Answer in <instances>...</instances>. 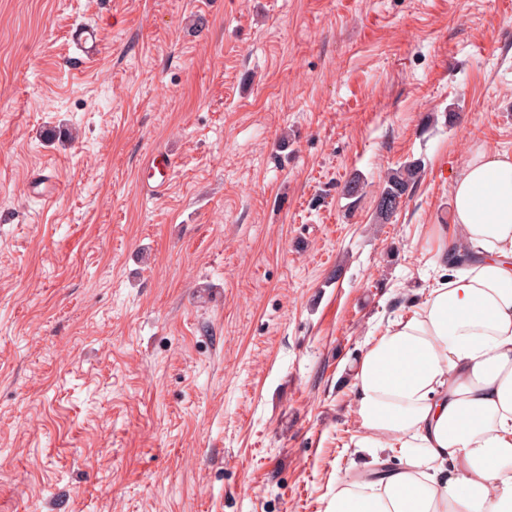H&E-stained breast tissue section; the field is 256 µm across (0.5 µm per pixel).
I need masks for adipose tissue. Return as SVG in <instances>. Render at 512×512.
<instances>
[{
	"label": "adipose tissue",
	"instance_id": "adipose-tissue-1",
	"mask_svg": "<svg viewBox=\"0 0 512 512\" xmlns=\"http://www.w3.org/2000/svg\"><path fill=\"white\" fill-rule=\"evenodd\" d=\"M449 207L440 280L351 365L355 446L405 465L337 483L324 512H512V152L473 150Z\"/></svg>",
	"mask_w": 512,
	"mask_h": 512
}]
</instances>
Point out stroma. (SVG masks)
Wrapping results in <instances>:
<instances>
[{
  "mask_svg": "<svg viewBox=\"0 0 512 512\" xmlns=\"http://www.w3.org/2000/svg\"><path fill=\"white\" fill-rule=\"evenodd\" d=\"M478 146L512 151V0H0V512H323ZM149 172L146 188L148 191L159 194L168 185L175 168L174 158L164 152H156L148 157L144 165ZM150 180L152 183H150ZM419 162H409L391 171L379 190L378 197H407L421 177ZM61 188L58 177L40 175L30 185L31 191L41 200L49 201L55 198Z\"/></svg>",
  "mask_w": 512,
  "mask_h": 512,
  "instance_id": "obj_1",
  "label": "stroma"
}]
</instances>
